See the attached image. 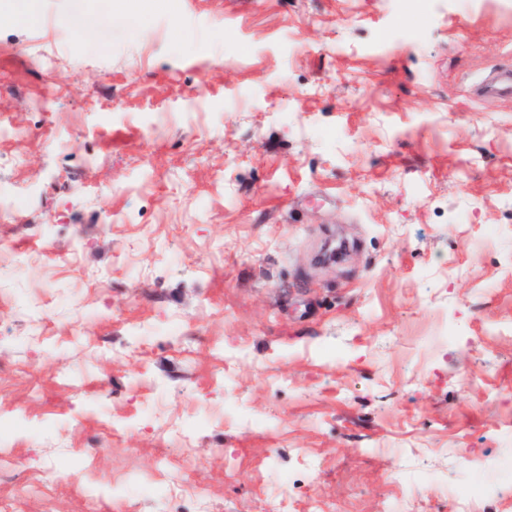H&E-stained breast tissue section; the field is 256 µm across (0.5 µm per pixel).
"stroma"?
I'll return each instance as SVG.
<instances>
[{
	"mask_svg": "<svg viewBox=\"0 0 512 512\" xmlns=\"http://www.w3.org/2000/svg\"><path fill=\"white\" fill-rule=\"evenodd\" d=\"M8 8L0 512H512V0ZM475 92L482 98L512 97V68H499L483 75ZM490 493L479 479L471 480L466 486L455 490L457 512H477Z\"/></svg>",
	"mask_w": 512,
	"mask_h": 512,
	"instance_id": "stroma-1",
	"label": "stroma"
}]
</instances>
